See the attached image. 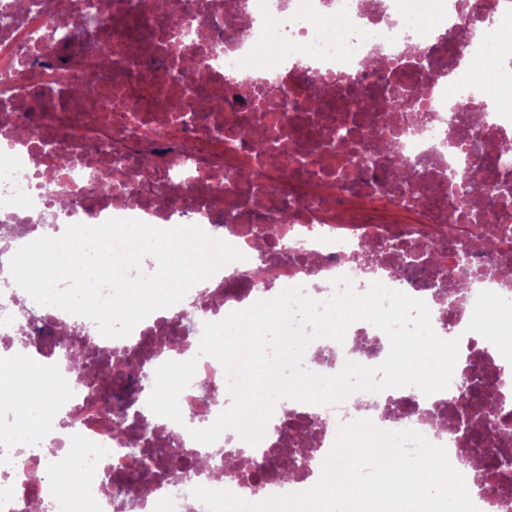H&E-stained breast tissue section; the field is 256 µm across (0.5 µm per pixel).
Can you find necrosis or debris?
Masks as SVG:
<instances>
[{
    "label": "necrosis or debris",
    "mask_w": 512,
    "mask_h": 512,
    "mask_svg": "<svg viewBox=\"0 0 512 512\" xmlns=\"http://www.w3.org/2000/svg\"><path fill=\"white\" fill-rule=\"evenodd\" d=\"M486 0H178L174 12L155 0H55L50 9H23L0 0V311L10 333L0 336V378L19 383L22 402L0 410V512H115L118 499L138 512H206L192 491L227 489L257 503L301 493L320 479L338 428L367 419L385 431L413 430L449 457H472L467 418L482 419L486 445L512 458V416L499 420L457 401L459 378L430 396L415 387L357 391L325 406L286 398L271 423L310 422L304 438L265 431L249 444L235 430L204 444L183 425L136 404L128 436L158 428L172 444L149 447V469L139 472L131 449L118 445L105 398L91 387L94 373L115 368L122 352L143 364L147 386L168 360L196 359L181 412L210 426L230 402L226 373L200 354L203 325L302 287L322 302L345 276L366 292L376 275L386 287L426 302L436 333L460 338L464 371L474 386L512 393V357L498 342L474 339V323L496 309L493 333L512 334V175L496 160L512 138V63L482 32L476 6ZM245 18L237 30L228 16ZM467 43L449 40L459 26ZM337 29L340 39L317 38ZM193 57L185 67L183 55ZM485 73L475 74V63ZM92 80L101 94L77 99L72 88ZM140 98L135 111L126 101ZM223 109H214L215 100ZM382 111L367 120L361 107ZM281 116L276 139L259 156L241 131L264 122L268 107ZM472 113L474 123H452L449 112ZM156 131L154 139L143 128ZM396 141L410 165L408 180L366 167L375 134ZM73 159L58 163L59 151ZM482 156L480 191L462 194L451 172ZM264 169L256 181L251 173ZM112 178V191L99 183ZM170 188L158 203L156 184ZM457 221L445 234L449 215ZM133 218L147 224L196 225L243 256L215 272L190 307L154 311L125 338L103 337L96 324L60 308L32 304L10 287L8 261L16 240L31 242L61 224ZM281 226L263 254L260 231ZM471 263V283L447 298L439 282L460 254ZM64 327L65 349L29 337L31 323ZM27 350L28 367L13 366L10 349ZM390 350L386 334L353 323L343 342L312 340L303 357L313 373L333 376L346 362L376 366ZM89 353L91 373L66 389L48 387L64 355ZM59 408L56 431L39 425L48 402ZM300 448L308 466L283 478L272 447ZM66 454L89 475L92 493L78 500L58 494L54 471ZM207 458L208 468H171L175 454ZM260 471L252 489L224 480V459Z\"/></svg>",
    "instance_id": "4bbe7bcc"
}]
</instances>
